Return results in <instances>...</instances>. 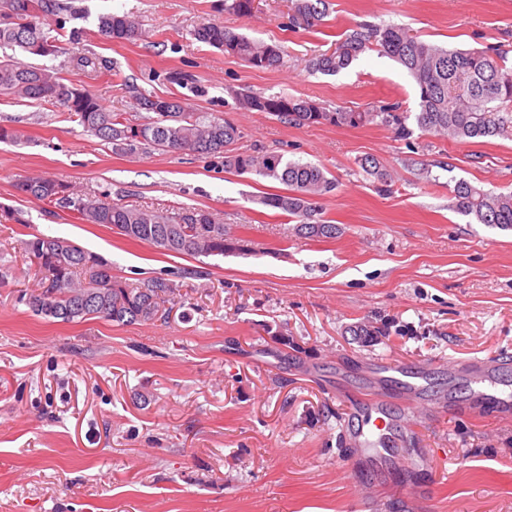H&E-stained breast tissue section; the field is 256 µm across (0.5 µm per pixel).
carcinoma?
<instances>
[{"label": "carcinoma", "mask_w": 512, "mask_h": 512, "mask_svg": "<svg viewBox=\"0 0 512 512\" xmlns=\"http://www.w3.org/2000/svg\"><path fill=\"white\" fill-rule=\"evenodd\" d=\"M253 2L224 0V10L248 17ZM290 2L293 27L311 30L325 24L329 14L327 0ZM62 10L59 0H0V48L18 47L37 58L57 56L61 53L59 40L44 32L42 18ZM98 29L118 41L133 42L142 36L139 26L120 13L101 15ZM193 37L254 69L283 63L280 45L253 40L216 24H201ZM368 50L395 60L410 77L418 90V112H401L393 104L362 111L343 107L330 110L306 98L252 91L239 93L238 104L246 111L265 112L294 125L358 127L380 123L403 141L410 140L416 129L459 142L512 137V68L496 48L449 49L421 39L402 25L361 24L336 41L333 51L311 58L308 68L335 75ZM0 95L58 108L112 145L118 155L148 149L187 151L226 171L283 184L286 192L267 193L259 203L292 216L296 221L294 231L301 237L334 239L339 233L338 225L321 216V200L337 186L325 168L288 160L272 150L257 154L235 152L231 146L242 137L237 125L190 112L177 97L141 93L136 101L142 114L130 118L106 111L86 86L65 79L57 68L24 64L8 56L0 59ZM360 165L381 184L390 180L374 159L366 157ZM16 189L46 206L71 210L86 224L116 229L131 240L153 246L164 239L171 256H222L245 252L251 244L229 234L210 211L201 208L179 207L163 213L129 207L112 201L104 191L80 195L69 183L50 177L22 179ZM451 194L454 208L473 217L476 223L512 229V193H496L460 179ZM24 250L38 285L25 304L36 315L65 323L102 319L119 325L161 321L168 316L165 303L174 299L175 288L164 278L130 288L112 277V268L103 259L63 237L36 236L24 242Z\"/></svg>", "instance_id": "cac0c4a2"}]
</instances>
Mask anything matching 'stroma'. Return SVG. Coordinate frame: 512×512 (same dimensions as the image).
Segmentation results:
<instances>
[{"label": "stroma", "mask_w": 512, "mask_h": 512, "mask_svg": "<svg viewBox=\"0 0 512 512\" xmlns=\"http://www.w3.org/2000/svg\"><path fill=\"white\" fill-rule=\"evenodd\" d=\"M63 2L44 26L65 52L47 65L109 111L135 114L137 89L180 97L237 125L238 151L325 167L338 187L322 217L340 232L295 236L287 214L258 202L279 183L190 153L118 156L66 113L0 96V126L24 135L0 143V208L16 215L0 223V512H512V419L449 386L447 368L512 359V229L475 223L451 198L460 179L512 191V138L418 131L405 142L376 124L283 123L233 98L250 89L417 111L412 82L377 52L334 76L310 73L307 61L363 23L399 24L451 48L495 46L512 61V0H329L314 31L290 29L288 0H256L249 17L225 13L222 0ZM112 12L133 16L141 40L101 36L98 18ZM204 22L281 44L282 65L254 69L197 42ZM80 54L102 71L74 70ZM365 157L387 170V190L361 169ZM39 176L149 210H209L253 249L160 253L17 192L18 180ZM36 236L74 241L132 286L169 279L168 319L34 315L22 299L36 283L21 243ZM360 325L386 333L367 342L350 333ZM368 358L429 365L424 406L407 409L396 383L372 382ZM354 406L390 415L389 440L353 448Z\"/></svg>", "instance_id": "obj_1"}]
</instances>
